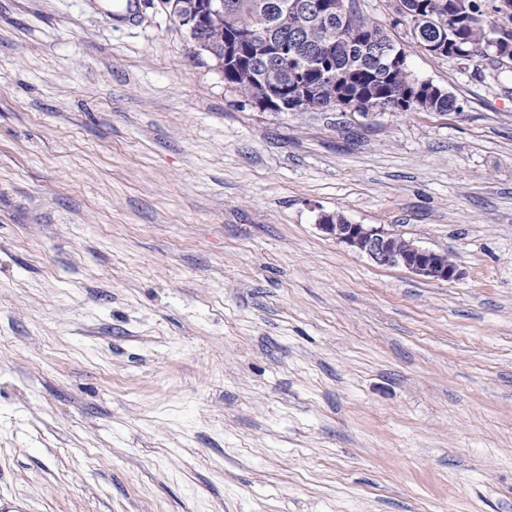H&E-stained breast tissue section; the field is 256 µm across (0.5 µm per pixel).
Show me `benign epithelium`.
Here are the masks:
<instances>
[{"label":"benign epithelium","instance_id":"obj_1","mask_svg":"<svg viewBox=\"0 0 512 512\" xmlns=\"http://www.w3.org/2000/svg\"><path fill=\"white\" fill-rule=\"evenodd\" d=\"M182 27L195 48L212 51L208 33L213 23L224 19V0H150ZM339 213L320 214L318 228L336 243L366 255L381 267H403L432 281H452L460 277L456 262L448 254L394 235L382 226L338 220Z\"/></svg>","mask_w":512,"mask_h":512}]
</instances>
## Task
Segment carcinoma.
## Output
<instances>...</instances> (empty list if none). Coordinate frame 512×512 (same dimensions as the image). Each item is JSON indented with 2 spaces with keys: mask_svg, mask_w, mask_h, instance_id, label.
Masks as SVG:
<instances>
[{
  "mask_svg": "<svg viewBox=\"0 0 512 512\" xmlns=\"http://www.w3.org/2000/svg\"><path fill=\"white\" fill-rule=\"evenodd\" d=\"M289 0H224V22L212 29L224 40H239L241 58L224 69V84L247 99L265 95L255 74L262 68L271 80L288 87L290 73L302 72L304 97L298 111L326 110L332 91L342 93L338 105L361 102L362 111L395 108L403 112H450L455 100L439 87L416 104L420 80L407 58L391 63L377 57V47L390 44L384 28L356 9L355 0H300L323 8L289 18ZM397 12L410 25L414 41L424 49L448 44L452 51L483 55L492 35L485 23L483 0H469L473 16L458 18V0H398Z\"/></svg>",
  "mask_w": 512,
  "mask_h": 512,
  "instance_id": "obj_1",
  "label": "carcinoma"
}]
</instances>
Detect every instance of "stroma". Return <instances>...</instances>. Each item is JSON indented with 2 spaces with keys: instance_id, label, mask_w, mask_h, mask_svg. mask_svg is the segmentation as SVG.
<instances>
[{
  "instance_id": "stroma-1",
  "label": "stroma",
  "mask_w": 512,
  "mask_h": 512,
  "mask_svg": "<svg viewBox=\"0 0 512 512\" xmlns=\"http://www.w3.org/2000/svg\"><path fill=\"white\" fill-rule=\"evenodd\" d=\"M394 2L454 111L275 113L143 0H0V512H512V61ZM343 218L342 222L336 219ZM318 228L336 243L359 254H365L381 267H403L413 274L432 281H452L460 277L456 262L448 254L407 240L381 226L356 224L342 213H321Z\"/></svg>"
}]
</instances>
